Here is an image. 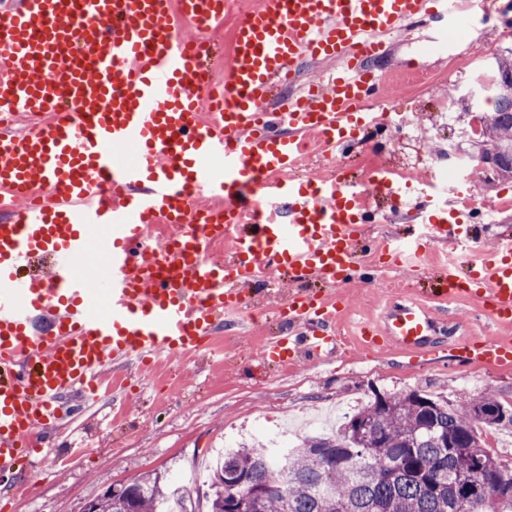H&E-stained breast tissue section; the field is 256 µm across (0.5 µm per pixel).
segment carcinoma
I'll use <instances>...</instances> for the list:
<instances>
[{
	"label": "carcinoma",
	"mask_w": 512,
	"mask_h": 512,
	"mask_svg": "<svg viewBox=\"0 0 512 512\" xmlns=\"http://www.w3.org/2000/svg\"><path fill=\"white\" fill-rule=\"evenodd\" d=\"M494 107L483 113L499 166L512 174V57L498 58L487 76ZM482 412L452 406L416 391L375 394L333 435H315L276 460L261 445L218 455L213 463L208 512H231L225 486L257 495L259 512H453L457 476L479 459L485 477L501 456L485 431L512 427V407L493 396L477 399ZM359 422L365 435L350 431ZM470 448L463 456L452 448ZM170 496L158 476L146 475L120 494L99 499L97 512H165ZM472 512H512V483L493 501L477 498Z\"/></svg>",
	"instance_id": "1"
}]
</instances>
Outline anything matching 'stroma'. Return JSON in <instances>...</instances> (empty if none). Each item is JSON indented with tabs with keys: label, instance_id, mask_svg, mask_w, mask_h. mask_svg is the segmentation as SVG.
Instances as JSON below:
<instances>
[{
	"label": "stroma",
	"instance_id": "1",
	"mask_svg": "<svg viewBox=\"0 0 512 512\" xmlns=\"http://www.w3.org/2000/svg\"><path fill=\"white\" fill-rule=\"evenodd\" d=\"M512 52V0H495L486 23H465L447 42L437 41L432 25L393 41L383 67L392 77L375 100L379 119L362 132L346 154L327 152L310 138L307 173L315 178L337 170L364 176L369 159L404 171L416 198L438 166L468 162L472 174L449 188L446 200L469 197L464 215L491 251L500 235L512 236V178L483 170L479 148L470 139L467 98L478 111H490L491 92L478 76L494 56ZM413 213L364 224L360 269L339 291L335 328L341 349L320 361L304 358L282 366L261 360L262 347L278 336L276 306L288 295L285 282H270L274 297L248 295L242 322L215 334L221 354L208 348L160 355L148 366L136 361L109 364L104 381L122 384L102 391L99 401L77 410L74 396L62 400L70 415L50 433L60 456L38 457L29 478L0 470V512H80L88 499L112 485L156 474L171 487L188 486L202 461L227 446L272 436L297 445L308 435L328 431L368 402L374 392L419 391L449 403L490 392L512 404V368L473 364L463 346L476 336H512V327L479 318L480 305L467 297L434 295L430 269L448 261V246L437 243L426 266L414 271L386 267L377 251L385 238L403 233ZM414 301L429 309L439 330L428 353L370 350L357 341L362 325L381 323L390 303Z\"/></svg>",
	"mask_w": 512,
	"mask_h": 512
}]
</instances>
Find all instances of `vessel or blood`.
Wrapping results in <instances>:
<instances>
[{"label":"vessel or blood","instance_id":"b4317fda","mask_svg":"<svg viewBox=\"0 0 512 512\" xmlns=\"http://www.w3.org/2000/svg\"><path fill=\"white\" fill-rule=\"evenodd\" d=\"M225 0H15L0 8V469L25 471L41 431L62 419L64 396L96 399L108 362H147L209 343L225 312L241 307L262 271L296 288L278 314L288 334L261 356L332 352L333 287L357 269L372 208L412 206L400 174L365 180L279 181L306 136L339 147L370 121L366 104L388 74L386 38L431 21L458 25L457 0H259L237 23L233 65L213 84L206 33ZM196 24L181 34L178 20ZM325 64L324 77L290 87ZM48 116L23 136L19 114ZM275 218H263L265 209ZM174 233L150 242L152 225ZM104 227V274L78 269L90 231ZM231 241L225 259L211 243ZM470 253L467 271L435 274L440 296L464 293L481 313L512 324V238L484 252L474 225L426 212L406 240L380 251L414 264L426 245ZM49 258V277H18ZM438 322L412 302L391 306L362 339L408 352L430 347ZM469 360L512 365V339L466 344Z\"/></svg>","mask_w":512,"mask_h":512}]
</instances>
